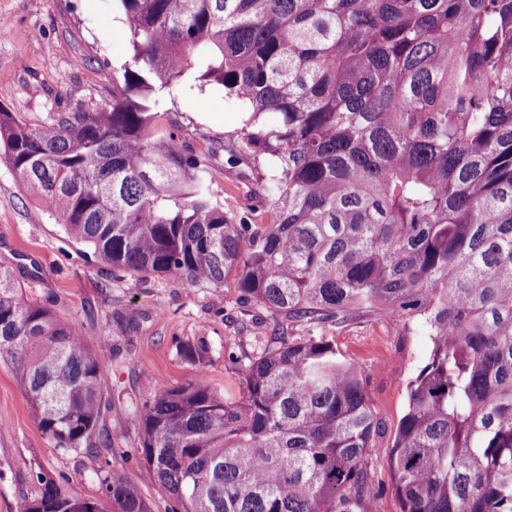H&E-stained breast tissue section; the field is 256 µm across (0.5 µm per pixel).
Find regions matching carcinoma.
Masks as SVG:
<instances>
[{"label": "carcinoma", "mask_w": 512, "mask_h": 512, "mask_svg": "<svg viewBox=\"0 0 512 512\" xmlns=\"http://www.w3.org/2000/svg\"><path fill=\"white\" fill-rule=\"evenodd\" d=\"M131 64L112 102L33 128L0 108V163L114 271L236 286L277 320L238 361L139 412L173 512H370L385 431L361 369L313 331L395 317L431 344L389 449L403 512H512V0H114ZM221 87L250 113L276 221L224 212L212 155L157 123L162 93ZM275 115V122L266 116ZM302 322L312 334L294 336ZM0 364L55 447L93 452L105 357L0 267ZM24 512H150L37 474Z\"/></svg>", "instance_id": "obj_1"}]
</instances>
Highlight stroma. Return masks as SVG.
Returning a JSON list of instances; mask_svg holds the SVG:
<instances>
[{"mask_svg":"<svg viewBox=\"0 0 512 512\" xmlns=\"http://www.w3.org/2000/svg\"><path fill=\"white\" fill-rule=\"evenodd\" d=\"M131 56L129 31L114 0H0V107L37 126L49 113L94 109L112 99V77ZM241 105L219 87L183 91L167 102L162 123L180 149L216 157L211 189L231 215L275 220L261 172L235 161ZM0 266L25 297L77 323L105 353L101 428L112 434L101 456L64 450L43 433L15 374L0 365V512L37 496V472L85 498H101L100 469L134 480L152 512L173 500L150 477L140 453L138 412L162 390L204 368L210 385L238 395L234 357L263 351L273 334L269 312L224 286H192L166 275L126 276L98 263L0 166ZM337 349L359 365L386 427L365 467L377 495L373 512H402L387 447L407 404L408 387L430 356L427 337L392 318H361L330 329Z\"/></svg>","mask_w":512,"mask_h":512,"instance_id":"stroma-1","label":"stroma"}]
</instances>
